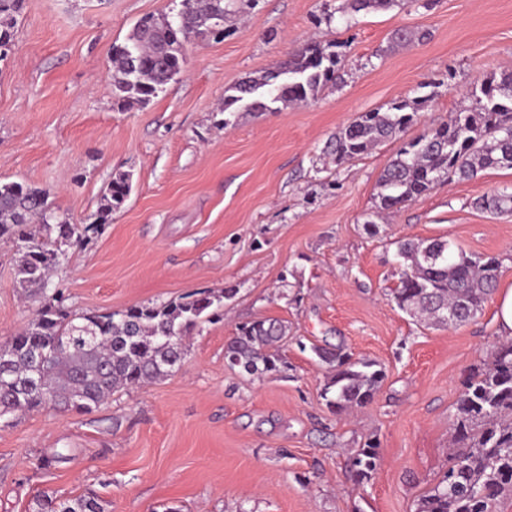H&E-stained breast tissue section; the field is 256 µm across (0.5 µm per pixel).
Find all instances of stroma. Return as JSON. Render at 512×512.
Wrapping results in <instances>:
<instances>
[{"label":"stroma","mask_w":512,"mask_h":512,"mask_svg":"<svg viewBox=\"0 0 512 512\" xmlns=\"http://www.w3.org/2000/svg\"><path fill=\"white\" fill-rule=\"evenodd\" d=\"M344 4L233 0L223 39L187 44L183 74L143 106L114 96L112 49L142 18L175 17L180 0H24L0 60V181L48 190L73 224L112 176L132 181L54 271L67 306L102 314L230 295L168 376L86 414L0 422V512H38L46 496H93L104 512H417L447 470L463 384L503 337L498 299L465 325L425 326L391 299L396 242L448 239L495 257L498 291L512 289V214L472 205L511 190L512 169L440 182L382 216L377 183L402 140L475 108L473 87L512 70V0H405L350 16ZM400 30L414 39L395 40ZM308 40L344 55L338 84L304 104L223 111L227 89L283 67ZM417 97L402 139L342 165L325 155L363 113ZM15 260L0 243V343L33 316ZM264 318L288 327L285 367L230 368L227 340ZM325 344L383 371L371 403L327 407L331 371L313 352ZM369 443L380 460L362 480L349 463Z\"/></svg>","instance_id":"stroma-1"}]
</instances>
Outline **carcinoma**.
Wrapping results in <instances>:
<instances>
[{
  "mask_svg": "<svg viewBox=\"0 0 512 512\" xmlns=\"http://www.w3.org/2000/svg\"><path fill=\"white\" fill-rule=\"evenodd\" d=\"M23 0H0V55L13 41L14 16ZM400 0H348L353 12L388 9ZM224 0H181L176 17H147L134 26L124 45L113 49L112 87L127 102L149 103L182 71V40L223 31ZM342 61L317 42L297 48L278 71L248 78L224 96V110L248 102L256 112L277 102H307L340 78ZM479 109L459 111L449 122L405 143L379 178L377 213L394 212L430 191L441 179L471 180L490 167L512 168V71L484 78L472 91ZM425 99L393 103L386 111L366 112L348 125L326 151L342 164L369 154L398 137L414 121ZM131 192L130 175L117 173L84 225L56 215L45 189L0 181V240L16 247L15 279L35 304L33 319L9 339L11 354L0 360V418L36 409L89 412L112 391L160 378L180 365L186 336L218 315L226 294L192 292L159 306L135 305L121 313L77 314L60 292H48L50 271L66 259L90 230L106 224ZM476 208L512 212V192H493ZM401 270L392 297L402 311L433 326L463 325L482 310L498 280L493 257L467 254L448 240H400ZM287 333L279 319L265 318L239 327L224 347L230 367L249 375L277 372L282 358L276 344ZM59 337L70 344L41 361L42 351ZM332 368L322 390L335 413L364 407L382 380L374 363L354 360L340 345L317 348ZM450 457L459 466L444 472L420 500L418 512H501L512 494V338L494 348L484 367L472 373L456 404ZM379 461L370 444L352 459L366 478ZM40 512H103L95 497L65 501L45 498Z\"/></svg>",
  "mask_w": 512,
  "mask_h": 512,
  "instance_id": "1",
  "label": "carcinoma"
}]
</instances>
